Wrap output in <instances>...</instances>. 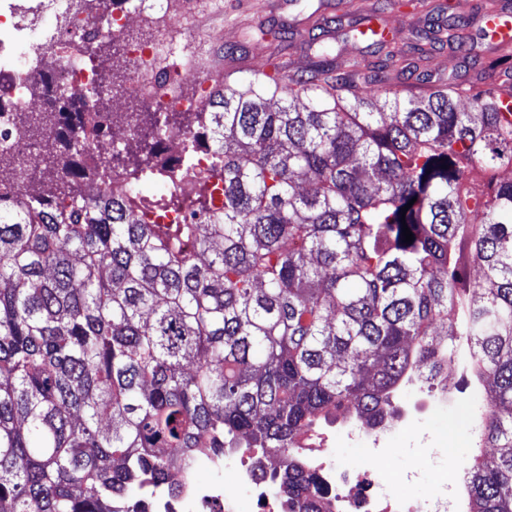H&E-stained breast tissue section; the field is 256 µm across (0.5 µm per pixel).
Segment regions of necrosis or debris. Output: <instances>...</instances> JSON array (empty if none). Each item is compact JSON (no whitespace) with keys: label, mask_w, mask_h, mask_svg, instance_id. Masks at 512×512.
<instances>
[{"label":"necrosis or debris","mask_w":512,"mask_h":512,"mask_svg":"<svg viewBox=\"0 0 512 512\" xmlns=\"http://www.w3.org/2000/svg\"><path fill=\"white\" fill-rule=\"evenodd\" d=\"M173 0H138L135 10L112 0H97L96 11L84 9L80 0H0V60L9 66L0 71V188L9 192L44 195L48 189L20 178L18 165L23 149L10 136L9 129L15 113L44 111L48 101L34 97L30 86L45 82L49 91H66L78 96L89 88L95 77L94 69L84 56L72 53L74 42L90 46L100 37H121L132 13L148 11L167 15ZM53 16L55 23L42 28L44 16ZM29 41L42 58L39 70L26 68L16 45ZM131 75L125 89L127 96L143 101L159 110H188L199 112L208 103L211 81L198 78V91L192 98H183L179 87L196 68V60L188 55L185 43L166 40L164 47L153 43H132L127 47ZM169 161L166 165L164 204L159 208L138 211L139 220L147 224H184L190 218L194 196L190 191L192 179L212 177L215 158L194 135L174 136L168 142ZM191 154L193 165L184 169L180 159ZM383 430H367L350 425L345 431H321L305 445L304 460L309 470L333 491V512H465L463 500H449L447 491H430L428 496L413 500L397 496L389 482L380 477L376 462ZM348 441L365 450L361 459L346 460L337 448ZM215 469L235 467L237 488L229 490L223 483L201 484L192 472L181 477L178 496L164 493L153 495L150 512H184L185 502L197 505L196 512H288L283 498L275 494L270 481L261 478L258 459L250 454L229 450L210 457Z\"/></svg>","instance_id":"obj_1"}]
</instances>
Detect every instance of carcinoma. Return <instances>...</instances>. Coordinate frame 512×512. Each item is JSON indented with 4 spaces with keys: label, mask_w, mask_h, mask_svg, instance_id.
Listing matches in <instances>:
<instances>
[{
    "label": "carcinoma",
    "mask_w": 512,
    "mask_h": 512,
    "mask_svg": "<svg viewBox=\"0 0 512 512\" xmlns=\"http://www.w3.org/2000/svg\"><path fill=\"white\" fill-rule=\"evenodd\" d=\"M336 11L308 36L307 77L222 83L192 128L147 109L96 127L140 153L146 203L160 202L143 181L159 180L166 134L201 135L224 207L200 182L187 224H144L136 201L75 189L111 176L105 157L81 166L77 113L108 114L112 76L14 119L34 178L73 162L54 196L0 195V512H148L199 456L233 448L275 457L260 473L288 512H330L299 441L340 411L389 424L394 393L451 367L462 339L485 392L480 447L503 449L464 457L468 512H512V114L499 103L512 42L497 43L493 88L370 96L399 51L353 0ZM349 39L377 50L340 74ZM434 39L464 44L452 24Z\"/></svg>",
    "instance_id": "carcinoma-1"
}]
</instances>
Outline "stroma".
<instances>
[{
	"label": "stroma",
	"mask_w": 512,
	"mask_h": 512,
	"mask_svg": "<svg viewBox=\"0 0 512 512\" xmlns=\"http://www.w3.org/2000/svg\"><path fill=\"white\" fill-rule=\"evenodd\" d=\"M199 18L208 20L215 35L197 44L196 57L203 69L215 80L230 84L262 77L273 68L282 74L304 72L311 56L301 40L284 43L268 39L253 41L252 36L262 27H281L302 23L310 12L330 17L336 12V0H189ZM377 4L379 17L397 31L396 46L409 68L401 74L389 73L390 83L405 86L415 82L418 70H425L430 82L451 79L468 81L485 71L494 58L495 39L485 26L482 0H462L459 14L464 21L465 43L462 48L437 44L426 62H418L414 50L421 35L432 28L446 25L448 0H427V8L410 5L390 6L388 0H365ZM448 403L431 415L413 418L412 412L420 393L415 386L398 390L395 403L411 418L384 439L380 470L388 476L418 472L417 482L404 486L401 493L415 498L439 484L448 472L449 459H460L469 449L477 428L474 419L482 394L471 381L466 350L458 348L455 363L445 380Z\"/></svg>",
	"instance_id": "stroma-1"
}]
</instances>
